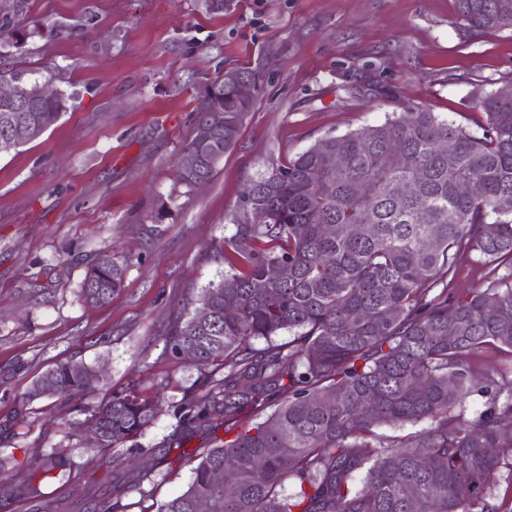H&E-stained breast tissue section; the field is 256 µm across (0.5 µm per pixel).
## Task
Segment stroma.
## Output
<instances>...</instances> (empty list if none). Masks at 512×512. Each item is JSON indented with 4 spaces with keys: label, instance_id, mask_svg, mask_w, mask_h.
<instances>
[{
    "label": "stroma",
    "instance_id": "stroma-1",
    "mask_svg": "<svg viewBox=\"0 0 512 512\" xmlns=\"http://www.w3.org/2000/svg\"><path fill=\"white\" fill-rule=\"evenodd\" d=\"M24 33L0 45V71L50 82L67 109L34 141L0 153V420L33 381L68 360L100 369L86 396L60 412L33 403L0 474V512H32L12 498L28 458L63 449L69 467L43 484L82 512H154L186 489L198 436L155 465L173 431V407L202 387L166 331L186 302L222 279L221 240L245 186L328 135L378 125L425 107L469 129L484 115L473 100L512 81V32L470 34L454 0H0V19ZM261 79L235 147L214 177L189 189L176 180L178 150L198 98L228 70ZM110 255L123 271L110 304L88 303L89 267ZM479 252L458 255L449 299L507 275ZM139 385L160 409L134 445L104 452L87 437L90 407ZM142 461L141 487L124 482Z\"/></svg>",
    "mask_w": 512,
    "mask_h": 512
}]
</instances>
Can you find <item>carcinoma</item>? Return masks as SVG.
Masks as SVG:
<instances>
[{"mask_svg":"<svg viewBox=\"0 0 512 512\" xmlns=\"http://www.w3.org/2000/svg\"><path fill=\"white\" fill-rule=\"evenodd\" d=\"M455 2L476 32L512 30V14L498 13L494 0ZM476 105L485 115L477 131L413 107L322 137L245 188L221 249L224 278L167 331L176 353L195 347L205 388L174 405L176 447L202 426L234 437L214 439L187 488L156 512H194L200 499L211 512H499L502 472L512 485V389L493 392L471 417L461 406L477 384L495 386L494 375L476 376L471 358L512 350V284L453 301L446 288L430 296L466 248L507 265L512 277V97L493 89ZM251 107L228 84L207 86L178 152L182 184L214 177ZM65 108L61 93L23 107L0 103V138L23 146ZM448 140L451 156L440 150ZM280 265L288 278H271ZM121 283L105 255L82 291L105 306ZM284 332L292 339L277 342ZM93 374L82 361L55 365L15 416L41 399L69 407ZM249 406L271 412L235 431ZM155 410L137 387L93 408L100 447L139 436ZM423 421L429 427L397 439L377 433ZM64 464L59 450L34 456L13 494L35 503L34 512H69L42 505L40 490Z\"/></svg>","mask_w":512,"mask_h":512,"instance_id":"carcinoma-1","label":"carcinoma"}]
</instances>
